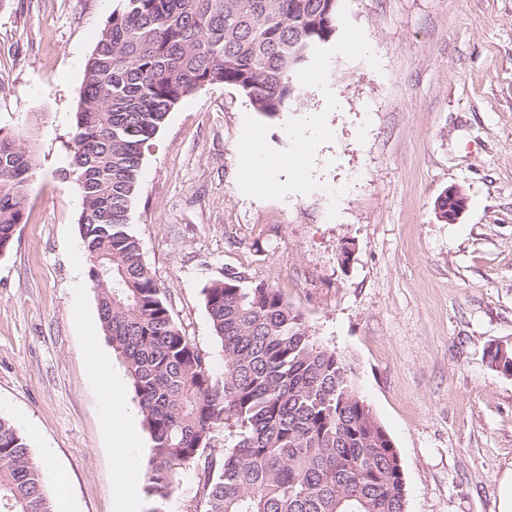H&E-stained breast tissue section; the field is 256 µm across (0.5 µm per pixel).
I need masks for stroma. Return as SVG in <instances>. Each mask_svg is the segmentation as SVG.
Returning a JSON list of instances; mask_svg holds the SVG:
<instances>
[{
  "instance_id": "stroma-1",
  "label": "stroma",
  "mask_w": 512,
  "mask_h": 512,
  "mask_svg": "<svg viewBox=\"0 0 512 512\" xmlns=\"http://www.w3.org/2000/svg\"><path fill=\"white\" fill-rule=\"evenodd\" d=\"M116 0H0V129L38 167L0 256V416L36 462L52 454L74 512H113L104 394L85 338L98 325L78 218L62 181L84 65ZM342 26L288 112L221 84L181 101L146 150L131 224L174 319L215 366L202 290L230 268L273 283L355 371L391 436L406 512H498L512 471V0H340ZM359 37L367 49L348 48ZM325 133L297 178L281 162ZM258 143L255 182L240 164ZM456 223L434 203L450 186ZM349 261H341L344 244ZM446 193L447 194L443 193L444 195L441 194L437 198L435 202V210L437 211L438 208L439 213H441L440 207L443 205V211H448V218L444 220L447 221L448 224H453L466 209L467 197L464 191L456 186L448 188ZM442 195L443 197L440 199Z\"/></svg>"
}]
</instances>
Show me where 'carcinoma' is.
Returning a JSON list of instances; mask_svg holds the SVG:
<instances>
[{
    "label": "carcinoma",
    "instance_id": "cac0c4a2",
    "mask_svg": "<svg viewBox=\"0 0 512 512\" xmlns=\"http://www.w3.org/2000/svg\"><path fill=\"white\" fill-rule=\"evenodd\" d=\"M340 23L338 0H120L85 65L63 179L81 191L99 322L150 435L145 478L161 505L192 466L202 512H406L400 456L353 368L282 291L232 269L203 288L219 372L175 322L130 226L145 150L183 99L224 84L277 116ZM36 167L22 136L0 129V256ZM487 356L512 374V347ZM0 512H51L41 468L3 417Z\"/></svg>",
    "mask_w": 512,
    "mask_h": 512
}]
</instances>
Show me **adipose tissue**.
I'll use <instances>...</instances> for the list:
<instances>
[{
  "instance_id": "ef3b65f1",
  "label": "adipose tissue",
  "mask_w": 512,
  "mask_h": 512,
  "mask_svg": "<svg viewBox=\"0 0 512 512\" xmlns=\"http://www.w3.org/2000/svg\"><path fill=\"white\" fill-rule=\"evenodd\" d=\"M85 363L90 376L104 385L103 419L112 430L113 457L119 465L114 475L117 512H126L141 481L140 471L126 460V450L138 438L137 410L125 397V378L112 363L89 344Z\"/></svg>"
}]
</instances>
